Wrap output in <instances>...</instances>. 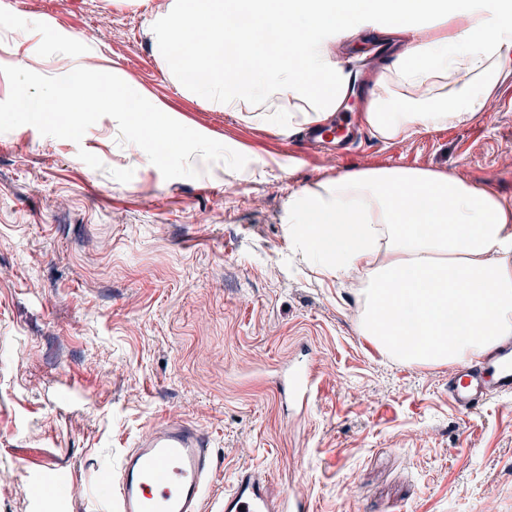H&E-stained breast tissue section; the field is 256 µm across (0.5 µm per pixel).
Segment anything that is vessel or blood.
Segmentation results:
<instances>
[{"label":"vessel or blood","mask_w":512,"mask_h":512,"mask_svg":"<svg viewBox=\"0 0 512 512\" xmlns=\"http://www.w3.org/2000/svg\"><path fill=\"white\" fill-rule=\"evenodd\" d=\"M316 381L310 373L290 374L294 401L308 403ZM512 393V351L502 350L464 367L448 380V400L460 414L471 413L495 395ZM218 464L209 440L197 427L166 421L152 427L120 459L115 472L103 473L100 485L112 512H204L206 489ZM53 461L36 476L39 494L57 491ZM306 497L275 492L265 470H239L218 512H308Z\"/></svg>","instance_id":"1"}]
</instances>
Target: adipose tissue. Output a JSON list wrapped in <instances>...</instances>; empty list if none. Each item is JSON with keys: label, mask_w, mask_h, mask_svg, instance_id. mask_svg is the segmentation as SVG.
Segmentation results:
<instances>
[{"label": "adipose tissue", "mask_w": 512, "mask_h": 512, "mask_svg": "<svg viewBox=\"0 0 512 512\" xmlns=\"http://www.w3.org/2000/svg\"><path fill=\"white\" fill-rule=\"evenodd\" d=\"M241 5L247 33L231 19ZM377 21L417 32L366 95L364 120L383 140L467 124L512 66V0H171L152 25L163 49L205 31L174 71L184 86L225 112L267 103L290 127L342 106L351 75L331 46ZM272 28L301 33L297 50L269 46ZM288 234L320 272L360 276V330L382 353L465 365L512 340V201L440 172L351 171L291 194Z\"/></svg>", "instance_id": "adipose-tissue-1"}]
</instances>
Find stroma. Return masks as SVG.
Returning a JSON list of instances; mask_svg holds the SVG:
<instances>
[{
    "label": "stroma",
    "mask_w": 512,
    "mask_h": 512,
    "mask_svg": "<svg viewBox=\"0 0 512 512\" xmlns=\"http://www.w3.org/2000/svg\"><path fill=\"white\" fill-rule=\"evenodd\" d=\"M168 3L0 0V66L61 76L94 50L98 70L248 159L234 171L195 155L199 177L167 180L110 117L78 143L0 133V512H110L101 474L168 420L203 429L221 458L215 507L257 467L310 512H512V395L463 417L455 366L380 353L360 332L361 282L302 261L287 208L340 173L390 167L512 199V77L467 125L404 141L381 139L350 96L359 137L334 154L183 90L153 40ZM374 42L367 29L335 55L369 73ZM125 168L130 182L112 177ZM305 358L320 390L303 407L278 380ZM46 459L63 481L50 501L32 485Z\"/></svg>",
    "instance_id": "obj_1"
}]
</instances>
